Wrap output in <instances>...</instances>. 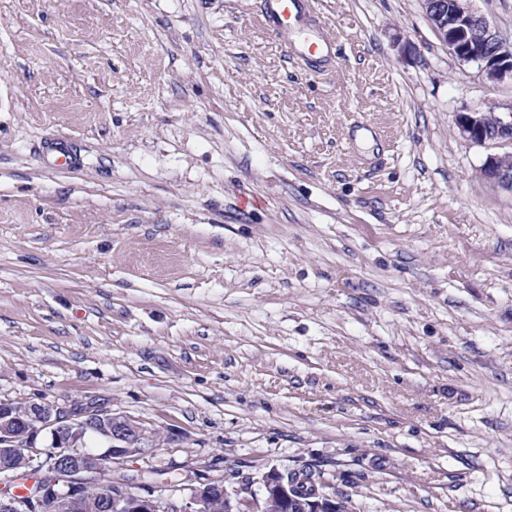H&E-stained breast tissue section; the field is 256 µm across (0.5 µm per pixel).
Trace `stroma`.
<instances>
[{"mask_svg": "<svg viewBox=\"0 0 512 512\" xmlns=\"http://www.w3.org/2000/svg\"><path fill=\"white\" fill-rule=\"evenodd\" d=\"M0 0V398L165 437L130 462L356 512H512V193L460 112L512 101L420 0ZM68 149L73 164L54 160ZM310 0H261L260 21L286 49L291 60L295 56L327 63L334 39L328 31L308 19ZM312 26H304V25ZM314 26V27H313Z\"/></svg>", "mask_w": 512, "mask_h": 512, "instance_id": "stroma-1", "label": "stroma"}]
</instances>
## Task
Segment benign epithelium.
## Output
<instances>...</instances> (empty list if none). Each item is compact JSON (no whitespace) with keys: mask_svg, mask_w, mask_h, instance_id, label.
<instances>
[{"mask_svg":"<svg viewBox=\"0 0 512 512\" xmlns=\"http://www.w3.org/2000/svg\"><path fill=\"white\" fill-rule=\"evenodd\" d=\"M423 13L448 53L458 62L476 66L492 82L512 80V40L478 13L471 0H420ZM456 126L462 138L503 149L490 153L480 168L481 179L512 192V103L484 111L460 112ZM93 437L100 448H86ZM160 433L138 420L110 409L87 406L66 410L46 401L20 410L0 398V447L13 450L16 460L0 468V512H353L333 490L305 496L290 472L270 468L259 479V492L241 497L224 485V477H205L188 485L181 498L163 495V487L129 479L126 463L151 455L160 447ZM109 465L119 478L108 491L88 497L97 473Z\"/></svg>","mask_w":512,"mask_h":512,"instance_id":"obj_1","label":"benign epithelium"}]
</instances>
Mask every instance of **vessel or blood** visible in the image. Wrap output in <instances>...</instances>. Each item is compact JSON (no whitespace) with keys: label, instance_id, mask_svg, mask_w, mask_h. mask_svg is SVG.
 Segmentation results:
<instances>
[{"label":"vessel or blood","instance_id":"vessel-or-blood-1","mask_svg":"<svg viewBox=\"0 0 512 512\" xmlns=\"http://www.w3.org/2000/svg\"><path fill=\"white\" fill-rule=\"evenodd\" d=\"M310 0H261L260 20L286 49L291 57L320 63L330 59L333 36L319 27L310 26Z\"/></svg>","mask_w":512,"mask_h":512}]
</instances>
